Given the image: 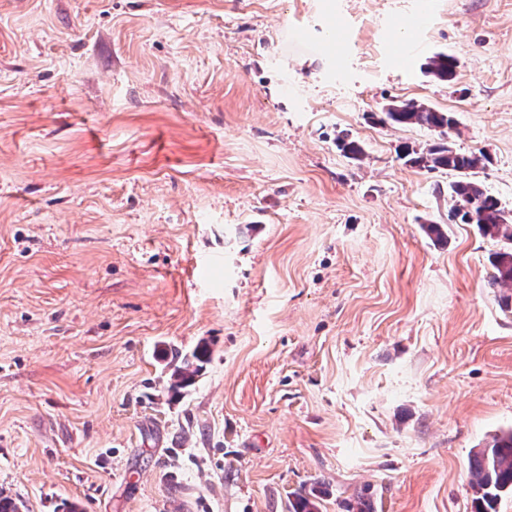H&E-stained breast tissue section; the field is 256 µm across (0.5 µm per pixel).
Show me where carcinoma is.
I'll list each match as a JSON object with an SVG mask.
<instances>
[{"instance_id": "1", "label": "carcinoma", "mask_w": 512, "mask_h": 512, "mask_svg": "<svg viewBox=\"0 0 512 512\" xmlns=\"http://www.w3.org/2000/svg\"><path fill=\"white\" fill-rule=\"evenodd\" d=\"M458 60L446 53H437L424 64V72L441 82L456 77ZM382 123L399 126H423L438 132L441 141L422 150L401 147V156L412 166L428 170L448 169L458 173V180L450 185V196L455 202L454 217L463 224H475L485 236L507 241L508 247L494 254L491 260V286L512 288V216L499 201L486 193L474 179L477 170L486 167L489 156L480 151L459 153L448 145V134L456 125L453 115L414 100L394 102L386 108ZM209 350L197 347L191 356L183 357L174 365L169 390L176 396L192 386L208 360ZM472 486L476 494L475 512H496L502 496L512 494V431L495 434L477 451L471 461Z\"/></svg>"}]
</instances>
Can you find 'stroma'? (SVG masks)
I'll return each mask as SVG.
<instances>
[{
	"label": "stroma",
	"instance_id": "35a3bbf8",
	"mask_svg": "<svg viewBox=\"0 0 512 512\" xmlns=\"http://www.w3.org/2000/svg\"><path fill=\"white\" fill-rule=\"evenodd\" d=\"M408 100L512 212V0H0V491L474 512L470 460L512 429L504 244L453 218L456 172L399 158L439 140L379 123ZM458 60L446 53H437L424 64V72L433 79L441 82H451L456 77ZM209 350L206 346H198L191 354V358L185 356L180 364H175L170 375L169 390L178 396L184 390L195 383L196 377L202 370L203 364L208 360Z\"/></svg>",
	"mask_w": 512,
	"mask_h": 512
}]
</instances>
